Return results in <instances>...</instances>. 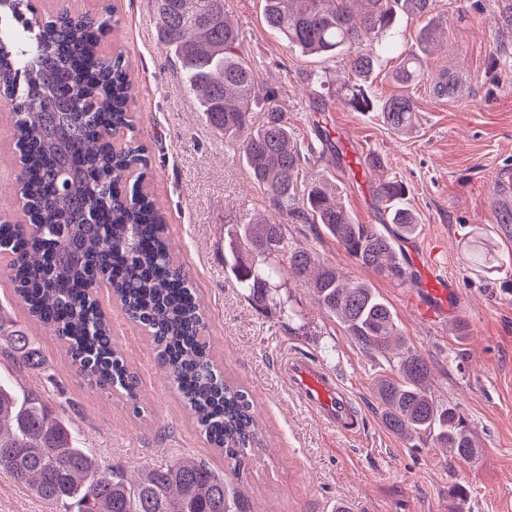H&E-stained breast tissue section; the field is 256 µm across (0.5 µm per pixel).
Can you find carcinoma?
I'll return each instance as SVG.
<instances>
[{
  "label": "carcinoma",
  "instance_id": "cac0c4a2",
  "mask_svg": "<svg viewBox=\"0 0 512 512\" xmlns=\"http://www.w3.org/2000/svg\"><path fill=\"white\" fill-rule=\"evenodd\" d=\"M225 8V0H154L161 43L185 86L197 92L206 123L236 144L280 215L323 225L362 266L404 282L407 272L390 236L358 223L335 188L300 179L302 153L288 115L276 104V90L257 85ZM431 11L432 0H264L266 25L289 46L347 58L351 78L341 89L356 112L373 107L364 84L379 65V55L361 45L391 36L400 14ZM109 21L102 14L75 15L64 2L36 30L16 12L0 15V97L16 117L23 163L18 179L38 220L34 232L0 222V254L9 257L17 300L65 344L78 374L134 400L138 377L86 293L96 274L112 269L121 311L150 335L170 382L229 470L219 474L182 456L146 466L131 483L121 466L102 464L80 447L70 422L52 412L40 392L0 380V471L60 512H252L239 481L263 447L262 429L249 392L228 383L215 363L196 290L169 249L162 213L143 189L150 161L133 134V81L122 54L99 50ZM435 33L434 25L423 30L418 48L402 50L389 72L403 92L383 102L380 112L397 132L412 125L410 89L425 76ZM257 101L263 102L258 122L250 112ZM62 179L69 187L60 191ZM406 193L394 177H381L373 187L379 209L404 236L418 229L403 204ZM464 252L483 273L512 262L480 229ZM224 263L258 307L269 302L273 281L290 275L304 282L318 306L362 347L394 354L391 374L375 385L387 427L408 440L433 432L439 447L460 462L478 456L458 405L432 397L426 358L406 345L390 306L368 283L351 282L334 264L290 246L285 225L265 219L232 225ZM3 331L14 366L39 359L30 336L6 330L0 317Z\"/></svg>",
  "mask_w": 512,
  "mask_h": 512
}]
</instances>
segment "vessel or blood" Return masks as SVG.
Returning a JSON list of instances; mask_svg holds the SVG:
<instances>
[{
	"instance_id": "1",
	"label": "vessel or blood",
	"mask_w": 512,
	"mask_h": 512,
	"mask_svg": "<svg viewBox=\"0 0 512 512\" xmlns=\"http://www.w3.org/2000/svg\"><path fill=\"white\" fill-rule=\"evenodd\" d=\"M286 373L290 386L325 425L349 438L360 435V415L333 373L305 356L289 358Z\"/></svg>"
}]
</instances>
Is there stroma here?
<instances>
[{
  "label": "stroma",
  "instance_id": "obj_1",
  "mask_svg": "<svg viewBox=\"0 0 512 512\" xmlns=\"http://www.w3.org/2000/svg\"><path fill=\"white\" fill-rule=\"evenodd\" d=\"M264 0H226L241 49L259 86L278 91L304 156L306 181L327 179L358 223L378 224L373 197L379 173L405 182L415 214L414 238L397 243L436 255L457 285L445 322L408 305L422 296L418 274L405 282L378 277L351 257L322 225L287 222L292 246L336 264L350 279L371 284L394 312L407 344L427 360L436 401L458 404L481 453L475 463L448 460L435 437L405 440L390 432L374 383L389 374L387 355L365 349L307 288L276 281L267 306H254L224 265L228 225L243 217L280 216L230 142L215 134L167 57L151 0H75L97 14L115 7L107 51L123 52L135 82L131 110L151 158L154 193L169 228L170 247L189 273L205 308L213 355L227 379L251 395L266 446L251 462L243 489L252 512H512V268L483 275L459 249L476 227L486 228L502 255H512L494 217L501 172L512 171V0H434L430 18H402L399 42L417 44L428 20L438 24L441 52L427 61L414 87V127L391 130L378 110L400 89L387 73L390 54L366 86L374 111L356 112L335 95L347 77L342 58L291 48L265 24ZM332 150L322 151V137ZM378 157L382 171L367 167ZM20 170L12 115L0 102V213L15 209ZM0 309L25 328L44 356L15 370L0 351V375L42 393L66 416L82 445L126 471L192 455L216 471L224 459L209 447L158 362L149 337L110 308L112 335L139 374L136 401L100 390L72 367L55 336L28 316L0 276ZM294 312L287 320L286 312ZM467 325L459 335L458 322ZM311 358L334 372L362 415L359 438L327 428L289 388L288 355ZM0 512H55L0 473Z\"/></svg>",
  "mask_w": 512,
  "mask_h": 512
}]
</instances>
